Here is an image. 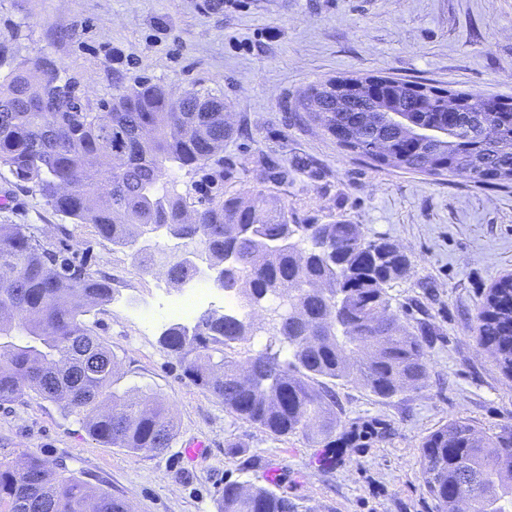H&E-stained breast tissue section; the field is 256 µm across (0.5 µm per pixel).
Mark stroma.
<instances>
[{"label":"stroma","instance_id":"obj_1","mask_svg":"<svg viewBox=\"0 0 512 512\" xmlns=\"http://www.w3.org/2000/svg\"><path fill=\"white\" fill-rule=\"evenodd\" d=\"M0 39L17 60L54 59L94 107L143 80L223 92L232 128L224 161L234 169L226 189L266 188L296 223L341 218L395 243L411 272L389 288L391 311L432 330L421 390L383 401L356 381L337 385L340 432L372 423L378 437L333 452L301 435L277 438L229 414L162 348L171 319L154 288L159 274L74 224L69 251L112 280L113 300L89 324L118 361V386L164 399L176 436L159 454L115 448L29 395L0 404V457L64 464L138 512H218L228 482L275 488L312 512H437L423 486L422 439L456 418L481 431L512 423V380L477 339L480 302L512 274V184L372 167L310 122L296 98L349 75L512 97V0H0ZM273 167L287 179L269 181ZM4 190L13 207L0 224L34 225L57 247L61 216L31 189L0 181ZM194 438L208 454L191 464L180 449Z\"/></svg>","mask_w":512,"mask_h":512}]
</instances>
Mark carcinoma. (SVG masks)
<instances>
[{"mask_svg": "<svg viewBox=\"0 0 512 512\" xmlns=\"http://www.w3.org/2000/svg\"><path fill=\"white\" fill-rule=\"evenodd\" d=\"M0 178L24 183L72 224L89 226L119 248L161 233L201 248L220 289L250 307L288 298L279 344L247 358L240 373L237 346L252 321L207 308L191 327L169 325L161 346L183 363L185 376L220 400L238 419L276 437L302 433L336 446L340 423L334 387L354 379L381 400L421 389L428 378L424 325L387 314L391 282L411 271L410 260L385 238L367 239L344 219L292 224L273 195L258 190L245 203L224 190V94L192 87L176 95L149 80L93 109L80 81L47 57L17 62L0 40ZM396 90L389 108L423 127L448 125V98L462 119L448 138H415L387 112H367L355 97L336 106V81L305 90L299 107L336 145L371 161L428 176H455L478 186L512 183V99L451 91L423 80L383 76ZM498 128L492 145L481 127ZM203 172L201 186L179 191L171 170ZM301 244L282 250L289 238ZM182 285L201 273L179 260L160 266ZM113 299L109 278L45 247L31 224H0V403L30 393L77 417L95 440L131 452L171 447L175 421L168 404L140 387L114 389L118 362L85 317ZM479 343L505 376L512 375V276L485 294ZM288 358L281 359L282 347ZM421 469L438 512H512V424L480 433L453 419L421 442ZM221 512H308L268 487L232 483ZM117 497L29 454L0 459V512H114Z\"/></svg>", "mask_w": 512, "mask_h": 512, "instance_id": "obj_1", "label": "carcinoma"}]
</instances>
